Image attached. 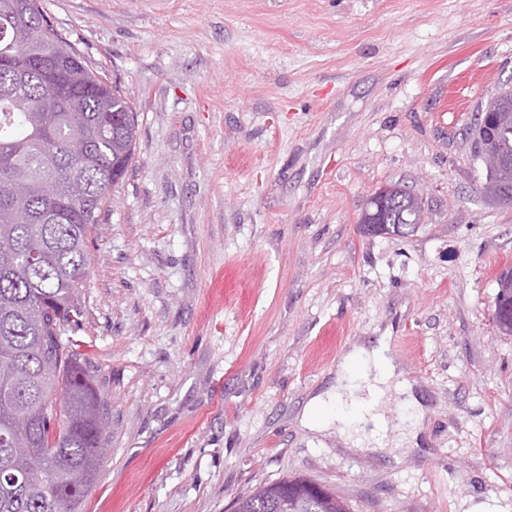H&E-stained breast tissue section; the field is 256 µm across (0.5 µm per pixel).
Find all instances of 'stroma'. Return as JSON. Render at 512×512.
Instances as JSON below:
<instances>
[{
  "label": "stroma",
  "instance_id": "stroma-1",
  "mask_svg": "<svg viewBox=\"0 0 512 512\" xmlns=\"http://www.w3.org/2000/svg\"><path fill=\"white\" fill-rule=\"evenodd\" d=\"M139 121L89 242L86 366L107 452L86 512H233L301 474L351 512L512 507V336L493 321L512 207L467 126L512 83V0H41ZM419 192L408 236L358 219ZM390 332L419 447L301 423Z\"/></svg>",
  "mask_w": 512,
  "mask_h": 512
}]
</instances>
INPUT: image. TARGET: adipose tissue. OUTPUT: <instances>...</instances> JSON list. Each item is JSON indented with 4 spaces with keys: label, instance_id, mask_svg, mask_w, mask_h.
Instances as JSON below:
<instances>
[{
    "label": "adipose tissue",
    "instance_id": "ef3b65f1",
    "mask_svg": "<svg viewBox=\"0 0 512 512\" xmlns=\"http://www.w3.org/2000/svg\"><path fill=\"white\" fill-rule=\"evenodd\" d=\"M389 342V336L384 335L354 346L338 367L337 377L342 380L351 375L355 365H362L365 396L348 399L342 392L331 389L315 395L303 409V426L312 430L335 427L344 443L354 447L416 445L417 435L402 433L398 427L390 425L386 416L377 409L379 400L388 393L400 395L410 389L407 382L401 381L388 354Z\"/></svg>",
    "mask_w": 512,
    "mask_h": 512
}]
</instances>
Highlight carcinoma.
I'll use <instances>...</instances> for the list:
<instances>
[{
    "mask_svg": "<svg viewBox=\"0 0 512 512\" xmlns=\"http://www.w3.org/2000/svg\"><path fill=\"white\" fill-rule=\"evenodd\" d=\"M470 126L474 157L507 165L512 86ZM137 112L54 28L40 0H0V512H84L107 445L105 402L69 332L84 311L88 242L132 163ZM55 183L56 195L43 192ZM416 203L385 212L389 229L418 226ZM497 330L512 335V267L496 277ZM290 476L237 498L234 512H350L335 492Z\"/></svg>",
    "mask_w": 512,
    "mask_h": 512,
    "instance_id": "obj_1",
    "label": "carcinoma"
}]
</instances>
